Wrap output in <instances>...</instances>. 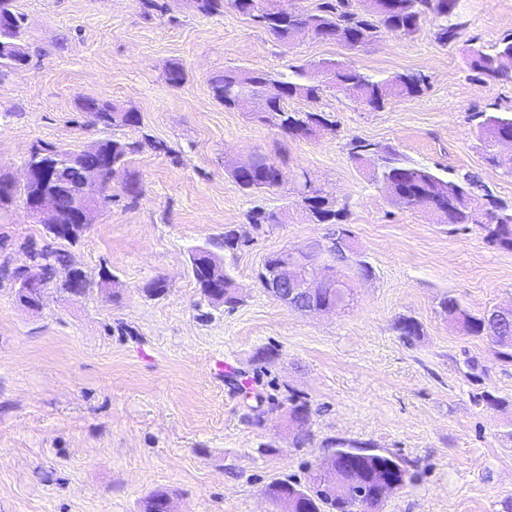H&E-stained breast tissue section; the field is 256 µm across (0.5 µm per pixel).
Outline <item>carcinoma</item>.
Listing matches in <instances>:
<instances>
[{"label": "carcinoma", "mask_w": 512, "mask_h": 512, "mask_svg": "<svg viewBox=\"0 0 512 512\" xmlns=\"http://www.w3.org/2000/svg\"><path fill=\"white\" fill-rule=\"evenodd\" d=\"M359 2L361 6L355 7L352 0H320L315 10L288 18L275 15L267 6L257 24L284 44L291 42L300 32L310 29L317 38L339 43L349 50H359L375 41L384 29L412 35L420 30L422 21L431 14L437 21L435 35L439 42L448 44L458 38L459 28L448 23V18L454 15L456 0H386L384 8L375 14L362 6L364 0ZM226 6L242 15L246 14L247 4L242 0H195L194 10L213 15L224 11ZM1 11L13 17V23L4 32V40L21 41L24 17L14 10L13 0H0ZM468 64L488 82H511L512 33L501 39L493 53L475 43L471 44ZM322 66L331 71L333 84L353 92L364 105L374 110L384 108L393 95L420 93L427 82V76L415 72L397 73L375 80L347 62L325 61ZM311 68L310 64L291 65L288 72L277 75L265 71L238 74L226 69L212 75L210 85L214 96L229 110L242 108L245 100L265 98L267 110L258 116L259 120L272 123L291 139L308 138L315 123L321 124V129L325 131L336 126V121L328 112L292 111L285 107V103L292 98L304 97L315 101L320 97L322 85L311 79ZM81 107L99 125L133 127L137 124L135 120L111 122L113 114L122 111V108L106 100L87 97L82 100ZM478 119L476 129L480 139L512 138V114L480 112ZM141 145L140 140L114 138L112 146L106 145L99 152L87 155L85 163L99 167L106 173L111 162L128 165ZM349 153L354 161L372 166L375 180L390 195L410 197L413 208L435 215L443 224H473L475 211H480L484 222L479 224V228L485 240L499 249L512 251V205L490 194L479 176L467 173L454 180L445 178L428 167L411 164L363 138L351 140ZM279 171L280 167L262 154L255 169L236 175L234 181L240 191L251 194L279 186L276 179ZM301 177L308 192V197L302 200L304 209L310 213L312 223L326 225L323 237L310 242L309 246L316 249L324 243H336L340 234L352 235L347 224V211L310 205L320 195L312 187L307 173H301ZM42 259L43 280L51 283L57 269L67 264V255L61 249H52L43 254ZM343 294L345 291L339 288H322L314 296L313 304L317 308L333 306L344 309L349 302L338 303L339 296ZM440 309L448 321L470 335H484L493 331L495 355L503 360H512V319L488 323L483 314L470 312L460 299L451 295L441 299ZM326 447L329 451L321 462L334 461L338 457L343 459L346 478L343 493L338 498L324 493L316 484L313 473L309 474L305 485L278 480L269 484L267 493L282 512H368L385 498L376 484V476L379 468L390 462L400 467L397 476L400 485L414 479L405 464L392 455L380 454L345 440H331ZM168 499L164 491L153 493L146 499L143 512H166Z\"/></svg>", "instance_id": "cac0c4a2"}]
</instances>
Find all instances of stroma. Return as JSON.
<instances>
[{
    "label": "stroma",
    "mask_w": 512,
    "mask_h": 512,
    "mask_svg": "<svg viewBox=\"0 0 512 512\" xmlns=\"http://www.w3.org/2000/svg\"><path fill=\"white\" fill-rule=\"evenodd\" d=\"M159 2L149 15L138 0L13 2L30 58L0 74V174L22 182L39 143L151 142L90 224L62 242L69 265L39 311L0 278V512H141L155 490L169 492L172 512H278L267 486L306 483L329 439L386 450L416 473L376 512H512V362L439 309L446 295L475 313L512 308V251L392 200L349 154L358 137L451 178L476 172L512 204V174L490 161L474 119L512 113V83L486 82L466 64L471 41L490 48L512 33V0H458L454 43L437 42L429 19L414 36L386 31L359 51L309 34L281 44L230 7L202 15L183 0ZM324 60L378 77L419 71L428 85L380 110L339 87L289 100L288 109L336 121L291 141L225 109L209 82L224 69L276 73ZM172 63L186 72L176 87L165 79ZM86 97L138 112L140 127L91 125ZM256 153L284 179L247 195L231 170ZM300 168L346 206L355 250L374 268L367 280L339 268L353 295L341 313L290 310L257 279L267 255L324 233L293 191ZM130 177L142 188L135 198L122 189ZM258 209L283 219L255 226ZM229 227L242 239L225 257L239 297L232 310L205 301L190 274L192 249L223 241ZM46 243L22 197L0 210V271L28 265ZM71 267L86 275V296L63 292ZM105 270L111 294L100 287ZM158 278L167 290L154 296L147 285ZM402 318L419 336L401 334ZM245 386L262 398V425L250 420ZM484 393L499 407L479 404ZM293 398L309 406L311 447L293 445Z\"/></svg>",
    "instance_id": "obj_1"
}]
</instances>
